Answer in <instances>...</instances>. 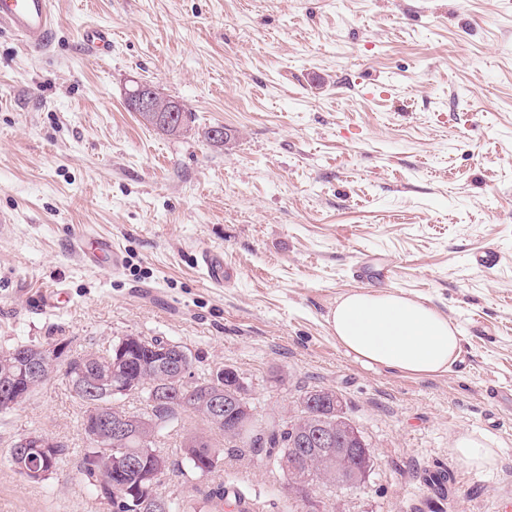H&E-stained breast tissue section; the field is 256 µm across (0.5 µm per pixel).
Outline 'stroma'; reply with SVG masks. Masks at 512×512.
Here are the masks:
<instances>
[{
  "instance_id": "1",
  "label": "stroma",
  "mask_w": 512,
  "mask_h": 512,
  "mask_svg": "<svg viewBox=\"0 0 512 512\" xmlns=\"http://www.w3.org/2000/svg\"><path fill=\"white\" fill-rule=\"evenodd\" d=\"M50 47L0 29V348L104 353L123 336L187 348L194 376L236 369L263 415L296 412L299 388L340 396L372 452L357 489L314 486L315 512H415L445 465L450 512L512 502V0H54ZM112 30V52L82 41ZM136 81L191 112L182 133L142 124ZM228 130L221 144L205 138ZM111 240L119 268L91 265L82 234ZM494 249L481 270L475 253ZM231 281L210 283L202 251ZM385 287L459 326L460 356L419 378L368 369L326 315L342 294ZM85 404L63 372L0 413V512H110L80 472ZM40 433L60 467L29 482L10 448ZM487 438L476 472L453 453ZM206 436L219 463L177 469ZM174 467L158 496L222 512H291L284 473L228 448L197 413L162 430ZM453 451L467 467L476 471L488 470L497 461L496 448H490L483 438L473 435L461 436Z\"/></svg>"
}]
</instances>
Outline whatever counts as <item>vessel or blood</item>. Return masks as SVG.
<instances>
[{"mask_svg": "<svg viewBox=\"0 0 512 512\" xmlns=\"http://www.w3.org/2000/svg\"><path fill=\"white\" fill-rule=\"evenodd\" d=\"M3 26L18 34L29 49L40 50L49 46L54 32L52 0H0V27ZM82 37L86 46L93 51L108 52L112 49V38L107 28L86 27ZM77 250L84 259L94 264L109 261L116 265L120 262L117 248L99 238L79 237ZM426 481L429 502L447 507V470L434 468L429 471Z\"/></svg>", "mask_w": 512, "mask_h": 512, "instance_id": "obj_1", "label": "vessel or blood"}]
</instances>
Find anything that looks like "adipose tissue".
<instances>
[{
    "label": "adipose tissue",
    "instance_id": "obj_1",
    "mask_svg": "<svg viewBox=\"0 0 512 512\" xmlns=\"http://www.w3.org/2000/svg\"><path fill=\"white\" fill-rule=\"evenodd\" d=\"M326 323L337 343L370 368L431 377L451 370L460 354L456 323L398 291H350L337 299Z\"/></svg>",
    "mask_w": 512,
    "mask_h": 512
}]
</instances>
